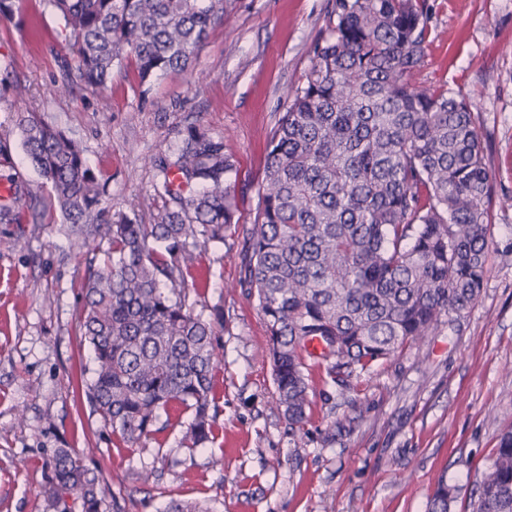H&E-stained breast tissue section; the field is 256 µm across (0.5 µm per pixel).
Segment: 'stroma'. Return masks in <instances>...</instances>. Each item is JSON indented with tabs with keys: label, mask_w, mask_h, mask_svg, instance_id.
Returning a JSON list of instances; mask_svg holds the SVG:
<instances>
[{
	"label": "stroma",
	"mask_w": 512,
	"mask_h": 512,
	"mask_svg": "<svg viewBox=\"0 0 512 512\" xmlns=\"http://www.w3.org/2000/svg\"><path fill=\"white\" fill-rule=\"evenodd\" d=\"M431 45L422 85L474 99L494 194L483 288L458 320L440 321L350 390L308 370L309 421L293 432L280 408L258 303L240 287L243 233L252 229L266 147L329 22L332 0H227L192 76L140 84L131 61L101 92L56 94L72 54L52 11L23 0L0 20V178L37 189L0 223V512H49L40 494L54 448L85 451L113 503L106 512H166L171 500L212 512H427L437 478L469 512L501 434L512 428V0H428ZM27 112L80 141L104 184L103 211L74 234L23 152ZM197 126L223 138L238 169V231L203 252L188 284L204 314H224L216 338L215 438L187 451L180 405L166 430L115 444L76 393L88 351L81 288L96 229L120 213L154 223L163 201L151 160ZM152 478H145V471Z\"/></svg>",
	"instance_id": "1"
}]
</instances>
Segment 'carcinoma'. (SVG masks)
<instances>
[{"instance_id": "obj_1", "label": "carcinoma", "mask_w": 512, "mask_h": 512, "mask_svg": "<svg viewBox=\"0 0 512 512\" xmlns=\"http://www.w3.org/2000/svg\"><path fill=\"white\" fill-rule=\"evenodd\" d=\"M63 21L76 62L70 83L102 88L135 61L139 82L187 73L224 0H42ZM334 22L311 48L266 156L239 284L254 290L269 337L277 403L292 429L308 420L306 361L342 390L375 361L426 336L480 296L487 271L491 175L475 103L416 82L429 37L427 0H333ZM18 127L27 159L72 226L98 216L104 193L80 143L30 112ZM163 176L155 224L109 221L102 258L85 268L81 327L92 351L85 396L115 441L132 447L193 415L183 447L214 437L215 336L224 314L195 312L187 276L237 223L224 138L189 127ZM37 195L13 185L0 222ZM318 347H311L312 343ZM42 488L61 512H103L102 472L70 448L49 457ZM439 480L429 512H449ZM471 512H512V431L485 468Z\"/></svg>"}]
</instances>
